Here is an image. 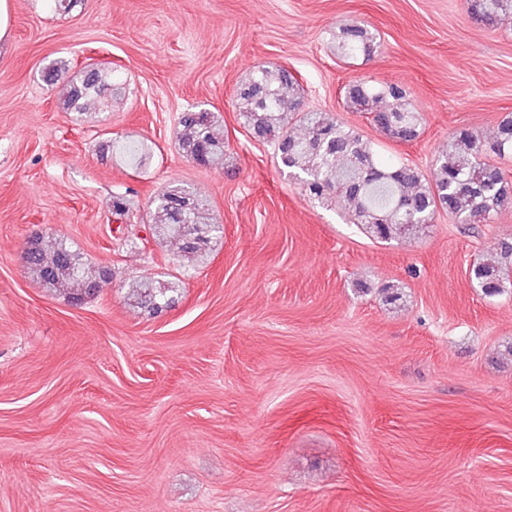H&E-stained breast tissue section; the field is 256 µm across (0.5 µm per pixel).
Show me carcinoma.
I'll return each instance as SVG.
<instances>
[{
	"label": "carcinoma",
	"mask_w": 512,
	"mask_h": 512,
	"mask_svg": "<svg viewBox=\"0 0 512 512\" xmlns=\"http://www.w3.org/2000/svg\"><path fill=\"white\" fill-rule=\"evenodd\" d=\"M471 17L487 27L512 14V0H467ZM377 37L361 24L339 30L336 52L343 58H371ZM44 80L63 83V107L81 115L108 112L125 95L126 80L106 62H92L68 75V64L53 63ZM347 105L368 115L371 124L392 140L407 143L419 135L420 114L409 107L410 91L399 83L358 80L344 87ZM236 103L244 128L275 149L277 162L293 173L302 189L320 204L347 213L371 237L383 241L408 238L433 223L439 211L458 224H489L512 208V180L500 166L512 161V116L504 117L492 137L471 130L448 136V146L434 155L427 176L402 159L385 160L357 128L326 112L306 109L301 85L286 68L259 64L237 87ZM177 147L203 166L224 164V126L206 108L181 113ZM133 203L122 193L112 196V215L122 221ZM146 221L151 235L171 243L194 267L207 259L224 227L209 213L207 201L190 188L170 182L149 197ZM496 258L478 259L469 274L487 296L512 287V241L495 246ZM25 264L42 285L71 301L94 296L95 286L110 279L106 268L82 261L67 241L38 235L28 244ZM176 284L153 278L128 287L130 304L156 314L174 301Z\"/></svg>",
	"instance_id": "1"
}]
</instances>
